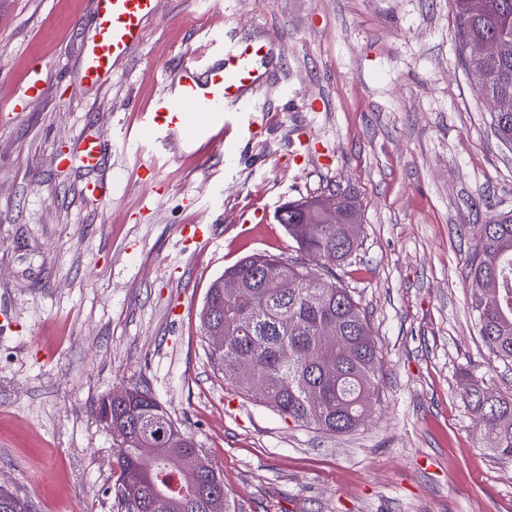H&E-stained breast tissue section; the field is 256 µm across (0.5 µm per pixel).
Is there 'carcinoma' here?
I'll use <instances>...</instances> for the list:
<instances>
[{
  "label": "carcinoma",
  "mask_w": 512,
  "mask_h": 512,
  "mask_svg": "<svg viewBox=\"0 0 512 512\" xmlns=\"http://www.w3.org/2000/svg\"><path fill=\"white\" fill-rule=\"evenodd\" d=\"M457 19L462 66L468 77L494 99L498 111L491 125L498 140L512 146V0H449ZM498 38L508 52L495 61L472 57L467 46ZM318 199L286 203L285 228L299 252L326 271L306 262L285 261L275 254H254L224 270L238 279L242 292L224 295L212 282L204 309L224 323V350L210 351L214 365H242L233 385L256 401L296 422L341 434L356 429L378 397L376 372L381 352L363 308L342 285L333 267L357 251L358 240L345 236L343 224H321ZM336 205L360 222L353 196L336 193ZM475 244L465 265L475 325L488 350L512 365V214L489 218L472 231ZM284 266L277 279L256 278L259 267ZM326 334L343 347L320 345ZM462 401L479 413L481 447L512 460V394L494 395L468 373ZM107 416L123 417L130 429L112 434L120 477L114 496L122 512H226L224 486L215 470L194 464L195 443L183 436L167 409L150 390L134 385L124 397L99 399ZM161 434L152 454L144 453L142 435ZM0 512H37L19 490L0 491Z\"/></svg>",
  "instance_id": "obj_1"
}]
</instances>
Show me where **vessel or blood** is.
Segmentation results:
<instances>
[{"label":"vessel or blood","instance_id":"1","mask_svg":"<svg viewBox=\"0 0 512 512\" xmlns=\"http://www.w3.org/2000/svg\"><path fill=\"white\" fill-rule=\"evenodd\" d=\"M96 27L87 39L81 62L83 80L109 83L130 46L139 43L157 12V0H91ZM268 56L259 41L226 42L208 47L181 68L177 78L139 114L141 137L159 133L182 140L197 139L224 128V110L239 104L246 91L262 81L260 66Z\"/></svg>","mask_w":512,"mask_h":512}]
</instances>
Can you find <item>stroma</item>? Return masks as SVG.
Returning a JSON list of instances; mask_svg holds the SVG:
<instances>
[{
  "mask_svg": "<svg viewBox=\"0 0 512 512\" xmlns=\"http://www.w3.org/2000/svg\"><path fill=\"white\" fill-rule=\"evenodd\" d=\"M91 0H0V482L39 512H118L100 397L150 389L220 471L227 512H512L462 373L512 394L464 286L470 225L512 211V148L465 73L448 0H158L112 80L87 85ZM267 44L223 138L136 139L138 112L208 33ZM49 88L14 116L32 69ZM102 145L97 169L80 144ZM90 180L111 183L85 198ZM354 194L338 271L382 362L364 423L330 434L210 360V282L253 253L299 259L275 219Z\"/></svg>",
  "mask_w": 512,
  "mask_h": 512,
  "instance_id": "stroma-1",
  "label": "stroma"
}]
</instances>
